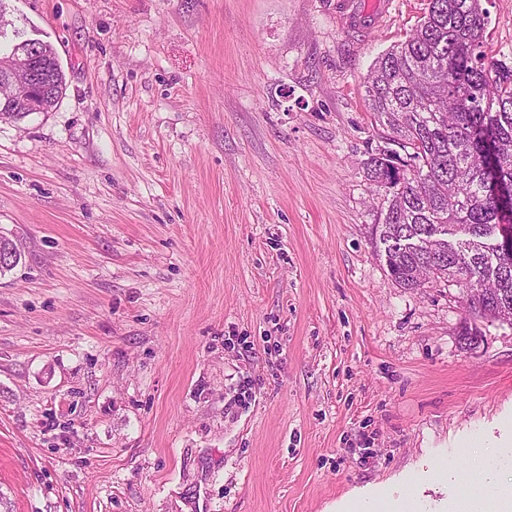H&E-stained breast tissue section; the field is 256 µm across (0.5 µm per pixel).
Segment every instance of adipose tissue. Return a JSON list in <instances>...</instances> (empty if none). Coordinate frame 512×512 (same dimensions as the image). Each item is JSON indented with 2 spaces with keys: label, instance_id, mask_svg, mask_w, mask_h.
<instances>
[{
  "label": "adipose tissue",
  "instance_id": "adipose-tissue-1",
  "mask_svg": "<svg viewBox=\"0 0 512 512\" xmlns=\"http://www.w3.org/2000/svg\"><path fill=\"white\" fill-rule=\"evenodd\" d=\"M472 477L462 512H512V457L480 451L471 460Z\"/></svg>",
  "mask_w": 512,
  "mask_h": 512
}]
</instances>
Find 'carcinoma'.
<instances>
[{
    "label": "carcinoma",
    "instance_id": "1",
    "mask_svg": "<svg viewBox=\"0 0 512 512\" xmlns=\"http://www.w3.org/2000/svg\"><path fill=\"white\" fill-rule=\"evenodd\" d=\"M481 0H428L405 39L364 81L367 111L392 147L367 151L364 177L380 198L370 240L401 288L452 283L473 319L512 325V66L493 55ZM0 31V55L22 49ZM37 112L66 88L52 44Z\"/></svg>",
    "mask_w": 512,
    "mask_h": 512
}]
</instances>
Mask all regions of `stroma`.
I'll return each mask as SVG.
<instances>
[{
  "instance_id": "1",
  "label": "stroma",
  "mask_w": 512,
  "mask_h": 512,
  "mask_svg": "<svg viewBox=\"0 0 512 512\" xmlns=\"http://www.w3.org/2000/svg\"><path fill=\"white\" fill-rule=\"evenodd\" d=\"M336 0H10L66 77L0 122V512H341L512 449V325L368 240L376 58ZM512 65V0H482Z\"/></svg>"
}]
</instances>
